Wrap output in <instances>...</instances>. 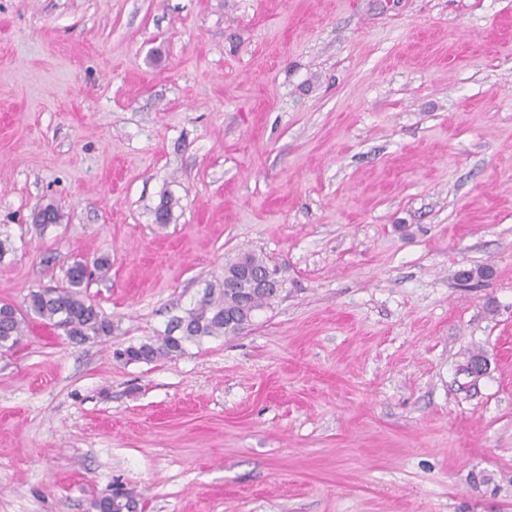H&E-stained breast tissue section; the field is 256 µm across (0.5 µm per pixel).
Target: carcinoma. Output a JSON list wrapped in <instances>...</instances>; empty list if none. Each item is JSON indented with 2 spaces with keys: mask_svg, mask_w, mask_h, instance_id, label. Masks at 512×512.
<instances>
[{
  "mask_svg": "<svg viewBox=\"0 0 512 512\" xmlns=\"http://www.w3.org/2000/svg\"><path fill=\"white\" fill-rule=\"evenodd\" d=\"M253 269L272 268L281 282H286L285 269L269 257L246 252L224 264V280L230 286L217 288L208 284L196 307L184 316L173 317L165 330L138 344L116 351V357L127 363H153L172 359L185 353L188 343L199 344L207 337L234 336L251 325L254 314L280 297L278 292L259 291L248 278L238 275L242 264ZM87 268L78 263L71 266L65 281L54 288L33 290L22 312L9 303L0 305V351L15 349L28 327L27 317L33 314L45 324L64 330L76 344L96 341L112 334V322L82 294ZM96 512H133V495L117 488L112 495L93 503Z\"/></svg>",
  "mask_w": 512,
  "mask_h": 512,
  "instance_id": "carcinoma-1",
  "label": "carcinoma"
}]
</instances>
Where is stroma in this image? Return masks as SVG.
I'll list each match as a JSON object with an SVG mask.
<instances>
[{"label": "stroma", "instance_id": "35a3bbf8", "mask_svg": "<svg viewBox=\"0 0 512 512\" xmlns=\"http://www.w3.org/2000/svg\"><path fill=\"white\" fill-rule=\"evenodd\" d=\"M0 242L112 322L0 355V512H512V0H0ZM245 251L251 326L114 359ZM93 507L96 512H134L136 501L130 492L116 488L112 495L95 501Z\"/></svg>", "mask_w": 512, "mask_h": 512}]
</instances>
